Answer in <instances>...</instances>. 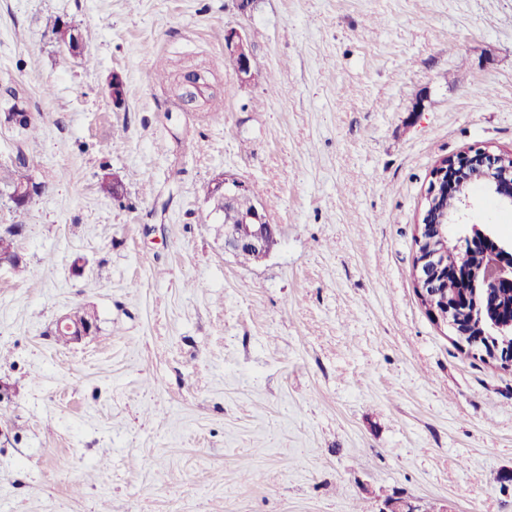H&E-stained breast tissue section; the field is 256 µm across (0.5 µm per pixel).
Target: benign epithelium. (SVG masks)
<instances>
[{"instance_id": "1", "label": "benign epithelium", "mask_w": 512, "mask_h": 512, "mask_svg": "<svg viewBox=\"0 0 512 512\" xmlns=\"http://www.w3.org/2000/svg\"><path fill=\"white\" fill-rule=\"evenodd\" d=\"M58 42L70 54H80L84 46L79 34L71 27L60 24ZM224 49L234 62V75L246 83L254 78L251 52L247 36L241 30L230 27L224 30ZM109 93L114 104L124 97V79L118 72L112 73ZM508 156L492 154L486 149H474L442 160L431 173L427 190V210L423 223L417 225L415 274L418 292L428 313L439 324L448 325V318L455 304L448 303L447 291L442 282L450 276L463 278L480 286L484 294L492 296L498 311L512 310V249L501 245L484 224H472L458 237L455 245H448L445 224H463L465 211L471 206L470 185L480 182L496 198L499 205L512 208V170L505 166ZM252 192L251 184L234 175L223 174L210 187V199L217 207L213 212L221 215L241 194ZM455 198L458 207L453 212L441 208V201ZM224 251L236 255L243 250L254 253L259 261L269 255L268 241L277 237V225L268 221L266 207L260 203L240 215L237 223L223 225ZM468 254H490L493 261L487 265L463 264L455 258L458 250ZM56 332L73 340L92 336L96 327L92 323L81 324L72 316L65 315L56 325ZM379 512H424L418 500L402 495L384 500Z\"/></svg>"}]
</instances>
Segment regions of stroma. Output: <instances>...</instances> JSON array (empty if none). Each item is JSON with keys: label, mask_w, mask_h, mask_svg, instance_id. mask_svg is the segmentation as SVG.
I'll list each match as a JSON object with an SVG mask.
<instances>
[{"label": "stroma", "mask_w": 512, "mask_h": 512, "mask_svg": "<svg viewBox=\"0 0 512 512\" xmlns=\"http://www.w3.org/2000/svg\"><path fill=\"white\" fill-rule=\"evenodd\" d=\"M15 103L40 190L0 195L25 266L0 268V512H512V368L436 325L413 271L433 168L512 153V0H0V164ZM224 173L279 228L265 259L224 251ZM77 307L97 332L61 344ZM224 49L234 62V75L241 83L250 82L255 75L251 66V52L247 36L236 27L224 30Z\"/></svg>", "instance_id": "obj_1"}]
</instances>
